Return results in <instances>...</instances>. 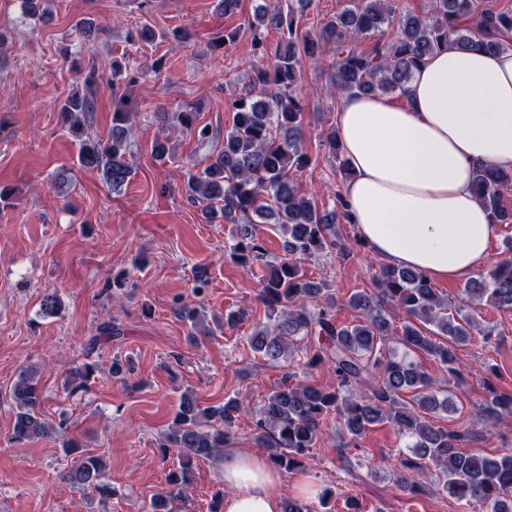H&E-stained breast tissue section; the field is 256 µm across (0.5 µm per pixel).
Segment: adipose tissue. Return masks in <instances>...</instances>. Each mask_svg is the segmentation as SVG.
Returning a JSON list of instances; mask_svg holds the SVG:
<instances>
[{
	"label": "adipose tissue",
	"instance_id": "adipose-tissue-1",
	"mask_svg": "<svg viewBox=\"0 0 512 512\" xmlns=\"http://www.w3.org/2000/svg\"><path fill=\"white\" fill-rule=\"evenodd\" d=\"M406 106L343 96L336 130L352 170L343 196L370 251L433 279H468L495 226L472 188L476 168L512 169V48L456 46L417 71ZM281 473L247 452L224 456V512H282Z\"/></svg>",
	"mask_w": 512,
	"mask_h": 512
}]
</instances>
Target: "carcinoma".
<instances>
[{
	"instance_id": "1",
	"label": "carcinoma",
	"mask_w": 512,
	"mask_h": 512,
	"mask_svg": "<svg viewBox=\"0 0 512 512\" xmlns=\"http://www.w3.org/2000/svg\"><path fill=\"white\" fill-rule=\"evenodd\" d=\"M48 0H21L27 17L47 18ZM269 8L261 0L247 22L252 32L253 76L247 87L230 100L232 125L224 132V142L206 165L189 174L184 184L188 202L201 209L208 224H233L237 241L231 257L250 267L266 255L255 224L273 221L283 236L287 257L273 266L262 280L259 297L272 315L270 323L255 330L248 343L269 361H277L310 336L306 346L308 369L327 366L334 375L330 385L292 382L288 373L271 390L253 420L258 442L268 450L270 462L288 474L303 473L310 449L316 447L322 424L336 415L344 437L353 443L374 426L390 424L408 441L416 460H400L412 472L401 477L403 488L414 487L413 477L429 465L438 472L435 479L460 505L479 506L482 512H512V453L494 457L461 448L465 435L449 431L433 422L431 415L455 409L454 392L442 387L436 377L409 358L411 352H425L437 359L444 377L460 375L456 345L472 338L478 328L474 315L445 301L432 280L422 271L385 265L374 276L375 288L353 293L347 306L359 312L356 323L336 320V294L325 282H313L303 262L322 254L334 242L338 219H348L343 197L338 206L321 210L300 195L292 176L311 161L302 145V116L306 99L297 92L304 62L320 63L330 70V80L342 95H404L413 73L437 51L454 45L461 49L478 46L489 52L512 44V10L479 8L478 0H433L431 15L407 13L396 16L392 0H357L352 7L336 13L317 34L301 28L295 3ZM476 15L475 26L462 28L458 20ZM396 28L390 42L383 41L386 30ZM276 29L282 40L275 49L267 46L262 31ZM376 39L370 51L361 50L357 39ZM136 42L158 39L177 47L191 40L186 28L158 31L144 23L136 29ZM86 93L66 97L58 107L68 132L78 147L77 161L101 173L104 181L118 191L130 180L132 164L127 161L133 133V115L125 96L115 100L109 139L88 136L87 128L97 111L95 87L102 76L91 62L81 72ZM139 72L122 60L112 62L114 85H134ZM181 131L203 145L215 137L209 125L201 124L199 112L188 108L175 112ZM326 144L339 168L349 171L342 148L331 130ZM473 186L490 212L493 223L512 222L500 206L501 191L512 187V170L480 167ZM338 247V246H336ZM349 246L338 247L341 255ZM464 292L471 300H486L498 308H512V259H504L470 279ZM177 315L189 324V337L197 340L204 318L201 307L181 297L175 300ZM120 335L112 323L99 327L89 342L93 349ZM444 341H438V338ZM395 342L403 354L390 346ZM95 365L84 363L70 370L68 385L74 392L86 388ZM413 392L407 402L405 391ZM488 396L480 416L490 430L512 415V397L487 388ZM10 398L14 408L11 441L19 448L56 431V424L41 411L42 393L36 370L24 368L14 383ZM241 414L233 398L222 405H203L192 394L180 398L178 409L160 447L178 452L179 466L170 471L166 490L155 496L147 512H178L183 490L190 484L193 466L200 460L223 455L232 443L235 421ZM72 457L65 479L83 492L112 494L104 482L101 456L84 452L78 456L74 441L62 443Z\"/></svg>"
}]
</instances>
